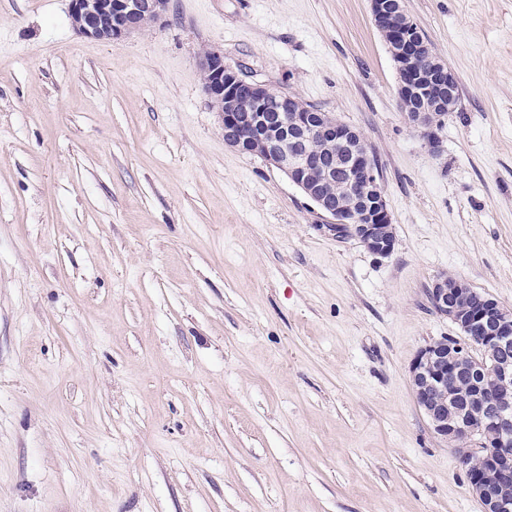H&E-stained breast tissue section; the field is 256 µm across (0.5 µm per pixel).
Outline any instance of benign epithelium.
<instances>
[{
	"label": "benign epithelium",
	"instance_id": "benign-epithelium-1",
	"mask_svg": "<svg viewBox=\"0 0 512 512\" xmlns=\"http://www.w3.org/2000/svg\"><path fill=\"white\" fill-rule=\"evenodd\" d=\"M398 0H370L373 22L383 35L400 43L398 101L414 95L423 101L417 112L406 113L408 123L436 151L438 127L459 98V81L442 59L429 53L419 28L393 33L386 27L390 4ZM169 0H71V21L77 31L96 39L118 40L165 21ZM204 87L219 112L224 142L242 152L258 154L284 172L313 202L320 216L338 236H355L372 253L387 257L396 246L392 219L380 175L360 132L336 115L310 110L298 97L253 80L224 63L214 50L198 57ZM249 110V125L240 109ZM321 169L319 186L331 184L336 172L348 203L332 208L326 198L307 185L308 176ZM466 289L464 280L448 275L428 289L433 310L448 317L462 332L422 348L411 364L410 383L418 407L434 433L478 461L470 470L469 488L482 512H512V453L497 447L512 441V309L485 296L475 307H457L448 296ZM482 348L490 367L478 363L468 345Z\"/></svg>",
	"mask_w": 512,
	"mask_h": 512
}]
</instances>
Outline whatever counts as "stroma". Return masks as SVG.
Listing matches in <instances>:
<instances>
[{"instance_id": "35a3bbf8", "label": "stroma", "mask_w": 512, "mask_h": 512, "mask_svg": "<svg viewBox=\"0 0 512 512\" xmlns=\"http://www.w3.org/2000/svg\"><path fill=\"white\" fill-rule=\"evenodd\" d=\"M460 83L410 127L370 0H171L115 41L0 0V512H481L410 366L454 274L512 309V0H404ZM336 113L395 228L228 147L202 51Z\"/></svg>"}]
</instances>
